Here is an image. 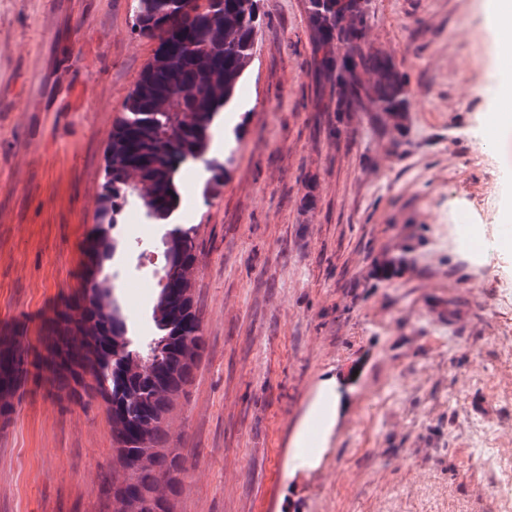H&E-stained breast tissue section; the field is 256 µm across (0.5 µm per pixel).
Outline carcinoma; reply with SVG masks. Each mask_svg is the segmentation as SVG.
<instances>
[{
	"instance_id": "obj_1",
	"label": "carcinoma",
	"mask_w": 512,
	"mask_h": 512,
	"mask_svg": "<svg viewBox=\"0 0 512 512\" xmlns=\"http://www.w3.org/2000/svg\"><path fill=\"white\" fill-rule=\"evenodd\" d=\"M367 0H307L312 77L322 112L402 117L413 94L392 58L368 46ZM260 0H134L132 29L157 41L106 148V180L88 239L86 298L58 313L47 355L33 363L54 386L88 406L104 403L112 425V469L97 488L100 512H175L188 458L173 447L169 416L187 395L207 347L189 272L198 263L190 227L160 240L163 264L151 307L154 335H129L112 266L128 249L115 226L130 201L153 224L178 209L180 167L203 160L205 186L224 183L229 160L206 157L217 114L236 96L252 58ZM137 179H129L130 173ZM12 376L29 373L6 357Z\"/></svg>"
}]
</instances>
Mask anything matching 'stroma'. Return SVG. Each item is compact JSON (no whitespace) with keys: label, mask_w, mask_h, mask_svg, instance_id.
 Wrapping results in <instances>:
<instances>
[{"label":"stroma","mask_w":512,"mask_h":512,"mask_svg":"<svg viewBox=\"0 0 512 512\" xmlns=\"http://www.w3.org/2000/svg\"><path fill=\"white\" fill-rule=\"evenodd\" d=\"M133 0H0V352L30 361L56 311L84 288L112 123L155 40ZM371 46L414 100L401 123L322 112L306 0H261L238 113L217 118L230 158L210 197L184 167L174 224L196 229L190 281L207 349L170 417L192 464L177 512H259L287 498L301 461L323 481L312 512H503L492 463L512 446V259L460 249L456 219L495 235L512 191V131L496 109L495 55L480 0H369ZM117 231L130 325L151 332L152 259L166 232ZM407 267L380 276L384 254ZM366 378L304 458L299 436L339 364ZM0 512H95L112 465L104 406L65 405L45 379L8 393ZM370 359L364 356H357L347 360L340 367V374L343 384L347 387L359 383L367 373ZM358 370L357 374L354 371Z\"/></svg>","instance_id":"stroma-1"}]
</instances>
